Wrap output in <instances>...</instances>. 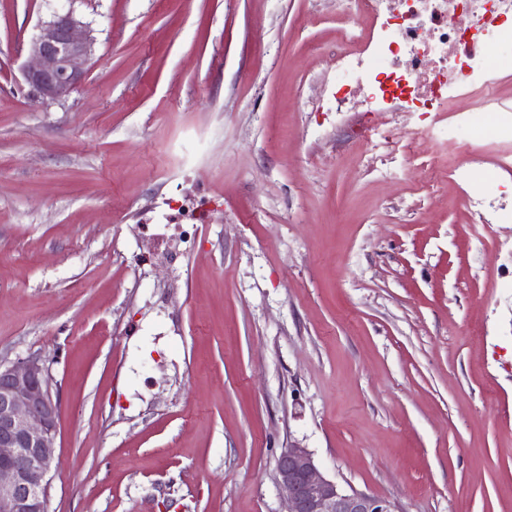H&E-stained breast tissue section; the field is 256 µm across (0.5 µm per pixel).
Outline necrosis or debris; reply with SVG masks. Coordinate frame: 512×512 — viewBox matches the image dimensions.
<instances>
[{
    "mask_svg": "<svg viewBox=\"0 0 512 512\" xmlns=\"http://www.w3.org/2000/svg\"><path fill=\"white\" fill-rule=\"evenodd\" d=\"M351 11L357 24L337 30L341 101L425 117L405 145L412 155L454 122L473 138L512 142V122L497 117L496 76L512 44V0H351ZM473 90L484 95L477 118L454 107Z\"/></svg>",
    "mask_w": 512,
    "mask_h": 512,
    "instance_id": "necrosis-or-debris-1",
    "label": "necrosis or debris"
}]
</instances>
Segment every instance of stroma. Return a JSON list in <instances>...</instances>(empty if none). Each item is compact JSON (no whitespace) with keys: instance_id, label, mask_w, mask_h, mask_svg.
<instances>
[{"instance_id":"1","label":"stroma","mask_w":512,"mask_h":512,"mask_svg":"<svg viewBox=\"0 0 512 512\" xmlns=\"http://www.w3.org/2000/svg\"><path fill=\"white\" fill-rule=\"evenodd\" d=\"M60 0H0V361L53 359L49 512H286L276 460L399 512H512L506 146L429 189L337 111L347 0H75L96 62L21 70ZM211 198L167 259L181 205Z\"/></svg>"}]
</instances>
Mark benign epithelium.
<instances>
[{
	"label": "benign epithelium",
	"mask_w": 512,
	"mask_h": 512,
	"mask_svg": "<svg viewBox=\"0 0 512 512\" xmlns=\"http://www.w3.org/2000/svg\"><path fill=\"white\" fill-rule=\"evenodd\" d=\"M95 45L93 29L71 6L41 23L22 72L30 102L47 108L66 101L83 83ZM53 363L40 356L0 363V512H47L45 476L58 464L61 413L51 391ZM276 474L288 512H397L388 498L323 476L310 451L296 443L277 457Z\"/></svg>",
	"instance_id": "obj_1"
}]
</instances>
